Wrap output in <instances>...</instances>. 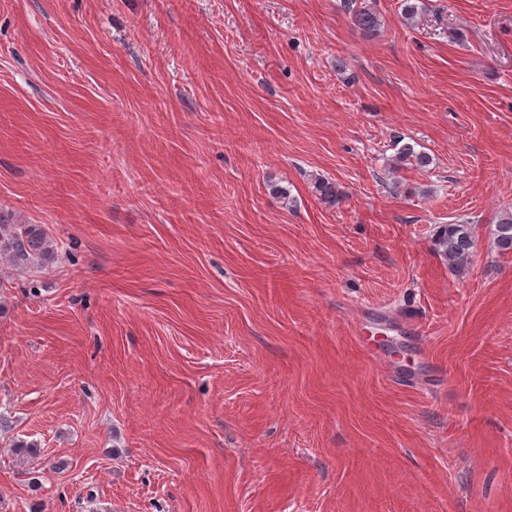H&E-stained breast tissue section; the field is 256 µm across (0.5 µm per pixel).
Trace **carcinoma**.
<instances>
[{
	"label": "carcinoma",
	"mask_w": 512,
	"mask_h": 512,
	"mask_svg": "<svg viewBox=\"0 0 512 512\" xmlns=\"http://www.w3.org/2000/svg\"><path fill=\"white\" fill-rule=\"evenodd\" d=\"M353 23L366 33H374L379 27V17L368 5L350 9ZM397 162L427 169L432 164L431 156L415 150L411 144L403 145ZM315 193L328 205L336 204V185L328 180L314 182ZM438 252L449 262L453 270L464 271L472 262L476 245L470 224L451 223L438 227L435 237ZM494 244L498 251L512 252V215L504 217L495 225ZM57 248L40 224H15L0 214V258L7 259L19 269L45 268L55 261Z\"/></svg>",
	"instance_id": "carcinoma-1"
}]
</instances>
